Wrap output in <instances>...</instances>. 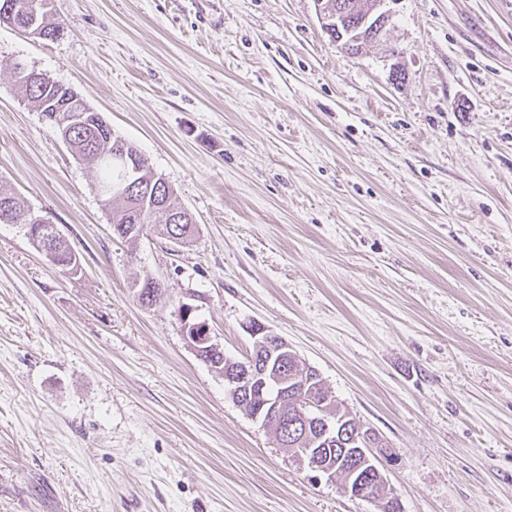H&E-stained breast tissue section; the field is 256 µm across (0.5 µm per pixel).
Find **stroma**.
<instances>
[{
    "instance_id": "1",
    "label": "stroma",
    "mask_w": 512,
    "mask_h": 512,
    "mask_svg": "<svg viewBox=\"0 0 512 512\" xmlns=\"http://www.w3.org/2000/svg\"><path fill=\"white\" fill-rule=\"evenodd\" d=\"M0 25V512H379L308 473L188 347L259 322L396 451L403 512H512V0H392L358 53L314 0H52ZM76 89L198 228L112 236L14 63ZM159 279L165 303L133 285ZM7 5H9L11 8H8L6 12L2 11V23H7L14 27L13 21L6 20V18H11L16 11L20 10L21 13H26L30 17L29 24L21 30L22 33L44 40L50 38V36H47V31L44 29V24H41L42 12L50 5L47 6L44 2L39 1H33L24 4L21 2H9ZM32 223L38 224L42 227L43 235L51 237V243L55 250L53 265L60 268L63 271L71 272L76 266L79 265V258L72 251L67 244L66 240L61 236L54 224L49 222L38 215H30ZM188 319L189 313L186 315L185 319H183L184 337L187 345L197 357H200L199 351L201 350V345V348L204 349L209 347V345L204 344H211V348L216 351L221 350L220 345L214 342L213 337L210 335V328L205 322L191 324L188 322Z\"/></svg>"
}]
</instances>
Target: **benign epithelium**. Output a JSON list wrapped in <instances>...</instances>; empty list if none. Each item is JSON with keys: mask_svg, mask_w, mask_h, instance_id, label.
I'll use <instances>...</instances> for the list:
<instances>
[{"mask_svg": "<svg viewBox=\"0 0 512 512\" xmlns=\"http://www.w3.org/2000/svg\"><path fill=\"white\" fill-rule=\"evenodd\" d=\"M391 0H337L336 7H328L325 0H315L317 15L324 32L339 36L337 42H372L382 38L391 17ZM47 5L41 0L28 3H9V9L0 13V21L13 16L17 11L30 17L22 33L47 39V31L41 24L42 12ZM86 104L83 96L68 88L54 114V119L63 126L77 117L67 111L74 102ZM185 340L194 354L200 346L211 345L219 351L221 347L210 335L205 323L188 322L183 319ZM254 350L259 357L245 360L224 358L223 378L229 393L241 407L253 411L252 418L262 424L289 422L291 429L282 447L289 448L294 458L318 481L336 480L335 467L320 461L319 442L330 443L337 439L347 441L348 456L344 462L346 479L339 484L345 495L354 499L374 502L380 512H402L401 503L382 471L383 461L396 457L394 449L374 439L372 432L363 427H352L349 415L336 412V398L320 382L317 370L304 363L288 344V341L271 332L260 323L249 326ZM279 387L278 395L268 396L265 389L270 383Z\"/></svg>", "mask_w": 512, "mask_h": 512, "instance_id": "7a95c632", "label": "benign epithelium"}]
</instances>
